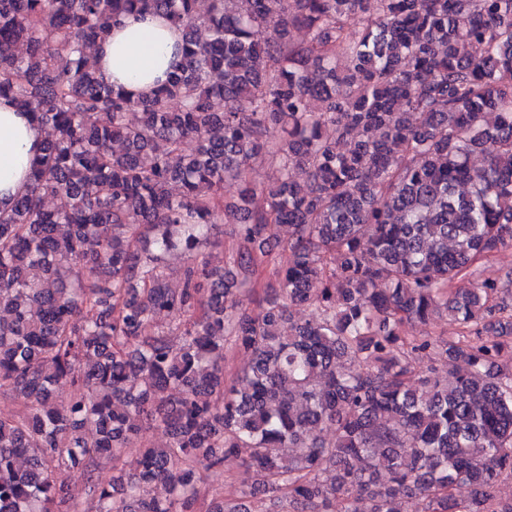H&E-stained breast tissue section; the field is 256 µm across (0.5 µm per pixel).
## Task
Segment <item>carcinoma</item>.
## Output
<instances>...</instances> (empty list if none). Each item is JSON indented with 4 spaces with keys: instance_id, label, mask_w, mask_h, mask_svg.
<instances>
[{
    "instance_id": "obj_1",
    "label": "carcinoma",
    "mask_w": 512,
    "mask_h": 512,
    "mask_svg": "<svg viewBox=\"0 0 512 512\" xmlns=\"http://www.w3.org/2000/svg\"><path fill=\"white\" fill-rule=\"evenodd\" d=\"M131 13L184 36L148 97L85 56ZM0 98L45 131L0 212V512H263L245 481L201 497L230 462L283 512H512V277L480 265L512 246V0H0ZM275 226L293 261L253 320L229 267H268Z\"/></svg>"
}]
</instances>
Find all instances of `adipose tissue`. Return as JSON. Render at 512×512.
Wrapping results in <instances>:
<instances>
[{
	"label": "adipose tissue",
	"instance_id": "1",
	"mask_svg": "<svg viewBox=\"0 0 512 512\" xmlns=\"http://www.w3.org/2000/svg\"><path fill=\"white\" fill-rule=\"evenodd\" d=\"M181 43V32L164 16L132 13L96 48L93 59L112 84L147 95L179 62ZM43 140L29 114L0 99V211L27 190L29 164Z\"/></svg>",
	"mask_w": 512,
	"mask_h": 512
}]
</instances>
